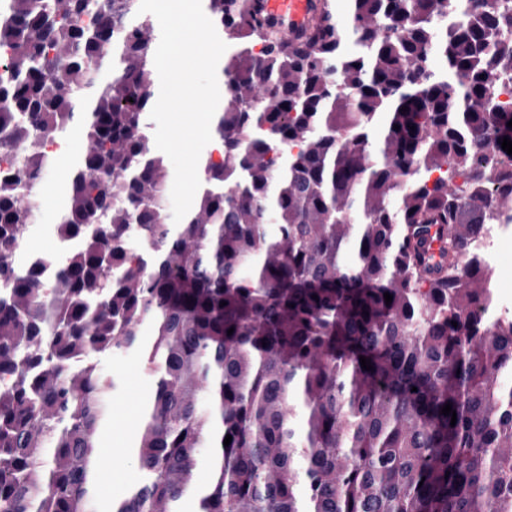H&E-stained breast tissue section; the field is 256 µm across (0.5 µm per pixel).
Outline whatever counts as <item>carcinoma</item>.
<instances>
[{
	"label": "carcinoma",
	"instance_id": "obj_1",
	"mask_svg": "<svg viewBox=\"0 0 512 512\" xmlns=\"http://www.w3.org/2000/svg\"><path fill=\"white\" fill-rule=\"evenodd\" d=\"M139 2L0 0V512H88L102 359L132 348L153 392L112 512H179L201 448L198 512H512V317L487 262L512 228V12L346 0L288 41L258 0H207L223 152L171 224ZM74 122L89 147L55 230L83 245L20 269Z\"/></svg>",
	"mask_w": 512,
	"mask_h": 512
}]
</instances>
